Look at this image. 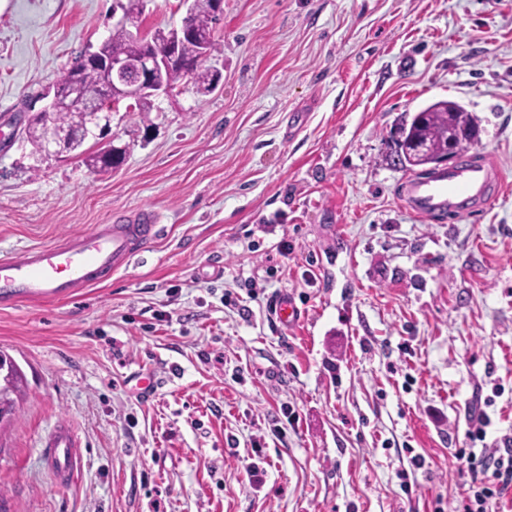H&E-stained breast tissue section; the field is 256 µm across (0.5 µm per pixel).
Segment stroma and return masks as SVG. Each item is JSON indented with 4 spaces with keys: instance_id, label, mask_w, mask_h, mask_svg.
<instances>
[{
    "instance_id": "35a3bbf8",
    "label": "stroma",
    "mask_w": 512,
    "mask_h": 512,
    "mask_svg": "<svg viewBox=\"0 0 512 512\" xmlns=\"http://www.w3.org/2000/svg\"><path fill=\"white\" fill-rule=\"evenodd\" d=\"M119 11L0 0V255L145 207L161 227L79 298L0 308L25 378L0 512H459L467 408L488 401V449L512 440V0H224L215 90L119 104L83 145L125 149L115 169L33 168L25 114ZM448 99L505 183L435 223L385 157ZM63 420L84 467L62 487L43 442ZM273 316L279 323L290 326L300 320L301 311L292 296H282L273 307Z\"/></svg>"
}]
</instances>
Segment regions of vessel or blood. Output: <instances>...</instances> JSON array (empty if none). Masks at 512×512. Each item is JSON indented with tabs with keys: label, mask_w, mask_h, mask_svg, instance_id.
<instances>
[{
	"label": "vessel or blood",
	"mask_w": 512,
	"mask_h": 512,
	"mask_svg": "<svg viewBox=\"0 0 512 512\" xmlns=\"http://www.w3.org/2000/svg\"><path fill=\"white\" fill-rule=\"evenodd\" d=\"M500 184L497 170L488 161L469 156L455 167L405 181L401 197L421 217H473L497 194ZM157 233L155 213L142 209L132 219L74 234L63 243L0 257V305L11 307L49 296L75 298L126 266L135 250ZM273 316L279 323L292 325L301 311L293 297L283 296L276 301ZM45 446L61 481L72 480L83 454L70 426L59 422Z\"/></svg>",
	"instance_id": "b4317fda"
}]
</instances>
